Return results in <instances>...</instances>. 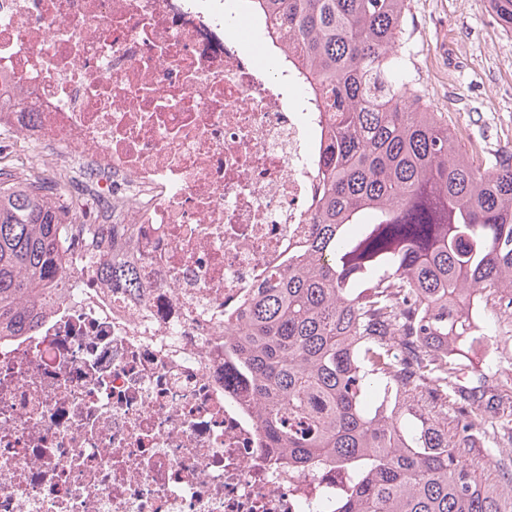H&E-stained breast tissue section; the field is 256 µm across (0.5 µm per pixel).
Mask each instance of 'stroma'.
Wrapping results in <instances>:
<instances>
[{
  "label": "stroma",
  "mask_w": 512,
  "mask_h": 512,
  "mask_svg": "<svg viewBox=\"0 0 512 512\" xmlns=\"http://www.w3.org/2000/svg\"><path fill=\"white\" fill-rule=\"evenodd\" d=\"M401 48L426 100L484 158L512 145V30L489 0H408Z\"/></svg>",
  "instance_id": "obj_1"
}]
</instances>
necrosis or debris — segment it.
<instances>
[{
	"label": "necrosis or debris",
	"instance_id": "obj_1",
	"mask_svg": "<svg viewBox=\"0 0 512 512\" xmlns=\"http://www.w3.org/2000/svg\"><path fill=\"white\" fill-rule=\"evenodd\" d=\"M234 0H0V152L108 203L151 282L0 340V512H302L216 332L311 231L324 113Z\"/></svg>",
	"mask_w": 512,
	"mask_h": 512
}]
</instances>
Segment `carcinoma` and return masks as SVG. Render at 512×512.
<instances>
[{
  "instance_id": "carcinoma-1",
  "label": "carcinoma",
  "mask_w": 512,
  "mask_h": 512,
  "mask_svg": "<svg viewBox=\"0 0 512 512\" xmlns=\"http://www.w3.org/2000/svg\"><path fill=\"white\" fill-rule=\"evenodd\" d=\"M248 2L327 114L314 231L224 329L262 432L288 468L345 474L331 512H507L467 458L512 399L462 356L502 332L476 313L512 288V152L480 160L427 103L396 50L407 0ZM490 2L511 30L512 0ZM83 206L36 157L0 170V337L63 300L77 251L145 294L124 226Z\"/></svg>"
}]
</instances>
